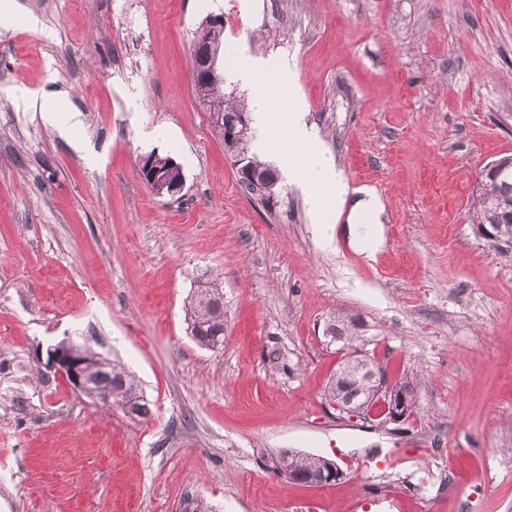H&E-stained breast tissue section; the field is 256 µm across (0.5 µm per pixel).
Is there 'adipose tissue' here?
<instances>
[{"label":"adipose tissue","instance_id":"adipose-tissue-1","mask_svg":"<svg viewBox=\"0 0 512 512\" xmlns=\"http://www.w3.org/2000/svg\"><path fill=\"white\" fill-rule=\"evenodd\" d=\"M234 77L251 91L259 131L257 154L271 157L289 185L303 196L321 244L327 248L337 244L336 223L343 216L350 246L365 258H374L384 245L385 206L378 193L370 187L350 193L334 158L307 123L294 87L282 85L275 73L247 64L236 69Z\"/></svg>","mask_w":512,"mask_h":512}]
</instances>
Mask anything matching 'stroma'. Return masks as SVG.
I'll use <instances>...</instances> for the list:
<instances>
[{
	"mask_svg": "<svg viewBox=\"0 0 512 512\" xmlns=\"http://www.w3.org/2000/svg\"><path fill=\"white\" fill-rule=\"evenodd\" d=\"M224 17L242 63L300 90L347 182L388 211L376 261L317 241L300 194L245 196L193 86L190 43ZM79 113L68 135L33 102ZM183 167L157 196L141 159ZM512 156V0H13L0 11V512H512V248L477 237L472 191ZM224 289V343L185 307ZM360 318L413 377L388 428L324 391ZM72 337L149 404L128 418L39 368ZM331 459L292 483L283 451ZM323 457H314L299 453L283 451L279 457V467L288 464V468H292L299 473L292 471L286 467H281L282 473L291 481H308L319 484H333L341 481L344 477L343 470L333 461L323 463ZM325 468L320 471L323 467ZM317 473H309L316 472ZM306 474V475H301ZM308 473V474H307Z\"/></svg>",
	"mask_w": 512,
	"mask_h": 512,
	"instance_id": "stroma-1",
	"label": "stroma"
}]
</instances>
